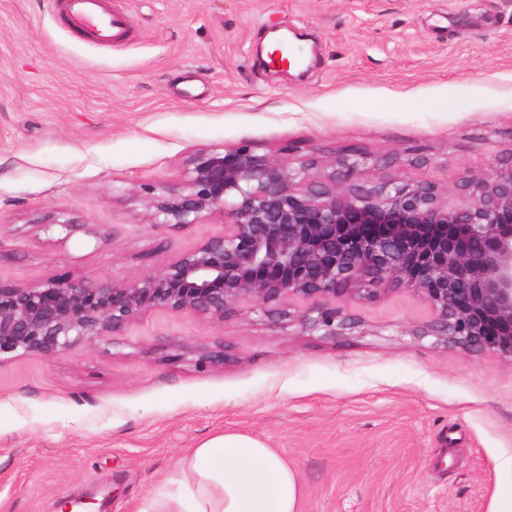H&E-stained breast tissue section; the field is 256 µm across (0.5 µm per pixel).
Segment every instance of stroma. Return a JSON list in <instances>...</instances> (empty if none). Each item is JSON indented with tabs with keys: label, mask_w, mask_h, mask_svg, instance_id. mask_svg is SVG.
Returning a JSON list of instances; mask_svg holds the SVG:
<instances>
[{
	"label": "stroma",
	"mask_w": 512,
	"mask_h": 512,
	"mask_svg": "<svg viewBox=\"0 0 512 512\" xmlns=\"http://www.w3.org/2000/svg\"><path fill=\"white\" fill-rule=\"evenodd\" d=\"M93 42L52 0H0V281L144 277L224 229L151 227L146 185L192 153L332 158L463 180L512 159V0H107ZM299 35L307 66L267 60ZM90 224L63 235L51 220ZM335 336L158 308L96 347L0 362V512H135L177 459L230 429L286 458L301 512H502L512 362L426 333L405 292ZM223 353L219 363L202 362Z\"/></svg>",
	"instance_id": "stroma-1"
}]
</instances>
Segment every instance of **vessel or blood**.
Segmentation results:
<instances>
[{"mask_svg": "<svg viewBox=\"0 0 512 512\" xmlns=\"http://www.w3.org/2000/svg\"><path fill=\"white\" fill-rule=\"evenodd\" d=\"M60 15L92 37L120 40L129 33L125 15L111 12L104 0H56Z\"/></svg>", "mask_w": 512, "mask_h": 512, "instance_id": "obj_1", "label": "vessel or blood"}]
</instances>
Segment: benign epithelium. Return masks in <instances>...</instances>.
<instances>
[{
	"mask_svg": "<svg viewBox=\"0 0 512 512\" xmlns=\"http://www.w3.org/2000/svg\"><path fill=\"white\" fill-rule=\"evenodd\" d=\"M370 169L358 149L327 161L247 144L193 153L178 179L154 185L152 224L219 214L224 233L141 278L0 282V362L94 347L155 308L275 323L299 299L302 327L334 336L357 324L351 305L397 291L429 307L432 335L512 362V165L462 185L454 205L432 181Z\"/></svg>",
	"mask_w": 512,
	"mask_h": 512,
	"instance_id": "obj_1",
	"label": "benign epithelium"
}]
</instances>
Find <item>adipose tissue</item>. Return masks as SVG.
<instances>
[{"instance_id": "adipose-tissue-1", "label": "adipose tissue", "mask_w": 512, "mask_h": 512, "mask_svg": "<svg viewBox=\"0 0 512 512\" xmlns=\"http://www.w3.org/2000/svg\"><path fill=\"white\" fill-rule=\"evenodd\" d=\"M296 470L262 440L227 431L188 449L136 512H301Z\"/></svg>"}]
</instances>
